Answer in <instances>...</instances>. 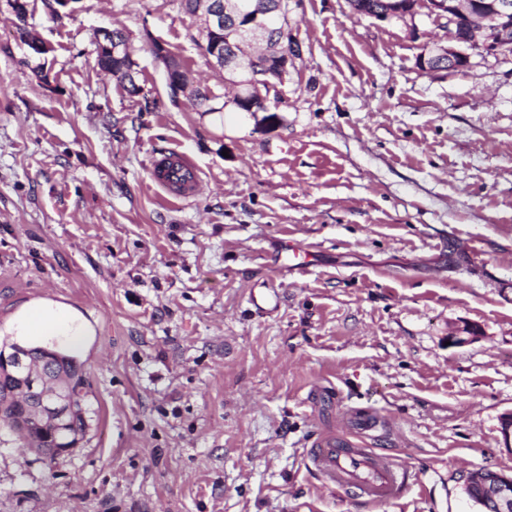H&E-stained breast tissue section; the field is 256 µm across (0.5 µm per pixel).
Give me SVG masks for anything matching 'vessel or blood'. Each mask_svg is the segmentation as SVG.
Here are the masks:
<instances>
[{
    "label": "vessel or blood",
    "mask_w": 512,
    "mask_h": 512,
    "mask_svg": "<svg viewBox=\"0 0 512 512\" xmlns=\"http://www.w3.org/2000/svg\"><path fill=\"white\" fill-rule=\"evenodd\" d=\"M149 175L172 198L187 199L199 192L196 166L185 153L172 151L152 157ZM308 459L325 487L354 489L381 504L399 501L408 480L405 470L391 457L348 447L333 436L321 438Z\"/></svg>",
    "instance_id": "vessel-or-blood-1"
}]
</instances>
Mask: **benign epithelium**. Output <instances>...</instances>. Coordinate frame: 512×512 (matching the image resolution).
<instances>
[{"label":"benign epithelium","instance_id":"1","mask_svg":"<svg viewBox=\"0 0 512 512\" xmlns=\"http://www.w3.org/2000/svg\"><path fill=\"white\" fill-rule=\"evenodd\" d=\"M272 13H288L285 2L280 0L274 10H269L267 0H224L206 14V27L212 33L207 59L213 65L236 75L234 79L237 99H243L241 88L267 85L269 90L279 86L270 82V76L285 77L292 55L288 51L285 35L270 36L265 18ZM424 15L433 24L448 30V44H436L426 50L417 60L423 70H431L447 64L450 70H461L470 66L473 56L498 57L503 48L512 43V0H417V4L405 12L383 10L374 15L379 20L396 16L415 19ZM231 18L236 25L232 34L250 44L267 45L264 68L253 70L242 65L234 56H224V17ZM167 81L177 93L189 94L186 78L180 70L166 68ZM6 373L16 381L15 400L22 406V416L10 423L11 431L24 437L28 434L23 416L34 414L48 433L55 437L64 431L67 414L75 410L70 401L71 384L51 385L50 376L28 361V350L17 348L10 353L0 352V374ZM481 501H492L497 512H512V478L496 474L487 480Z\"/></svg>","mask_w":512,"mask_h":512}]
</instances>
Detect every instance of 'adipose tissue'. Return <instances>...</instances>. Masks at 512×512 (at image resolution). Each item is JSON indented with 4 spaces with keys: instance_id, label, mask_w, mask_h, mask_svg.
Segmentation results:
<instances>
[{
    "instance_id": "adipose-tissue-1",
    "label": "adipose tissue",
    "mask_w": 512,
    "mask_h": 512,
    "mask_svg": "<svg viewBox=\"0 0 512 512\" xmlns=\"http://www.w3.org/2000/svg\"><path fill=\"white\" fill-rule=\"evenodd\" d=\"M17 323L20 335L57 339L72 347L80 345L90 334L76 313L50 301L27 304L19 312Z\"/></svg>"
}]
</instances>
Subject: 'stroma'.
<instances>
[{"mask_svg": "<svg viewBox=\"0 0 512 512\" xmlns=\"http://www.w3.org/2000/svg\"><path fill=\"white\" fill-rule=\"evenodd\" d=\"M23 2L50 51L0 0V341L26 304L77 311L88 429L54 464L0 429V512H480L468 472L512 474V56L423 71L445 29L290 0L284 103L213 115L169 98V58L224 88L181 0ZM103 28L138 93L97 67ZM170 150L189 201L149 178ZM346 412L413 476L398 503L309 467ZM148 170L152 182L174 199L195 197L199 192L196 166L185 153L172 151L153 156Z\"/></svg>", "mask_w": 512, "mask_h": 512, "instance_id": "stroma-1", "label": "stroma"}]
</instances>
